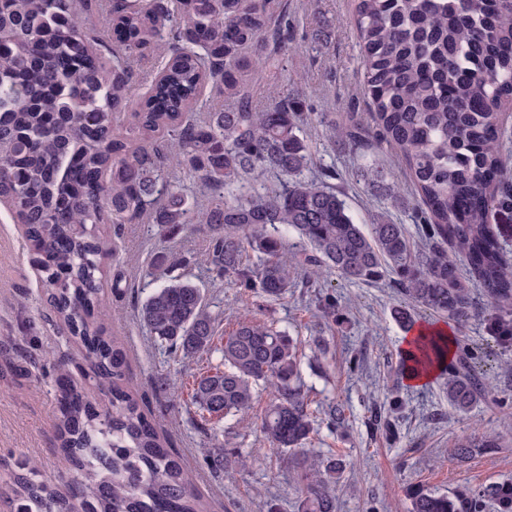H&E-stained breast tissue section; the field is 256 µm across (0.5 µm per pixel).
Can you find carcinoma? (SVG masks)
<instances>
[{"label":"carcinoma","mask_w":512,"mask_h":512,"mask_svg":"<svg viewBox=\"0 0 512 512\" xmlns=\"http://www.w3.org/2000/svg\"><path fill=\"white\" fill-rule=\"evenodd\" d=\"M105 10L121 56L85 32L72 0H0V198L14 202L95 386L112 395V410L100 411L65 365L55 367L60 461L78 473L73 495L85 512H205L190 474L127 386L124 348L104 332L109 307L98 269L82 263L103 251L90 224L118 230L146 216L170 233L206 224L209 272L268 300L296 287L300 265L350 283L388 277L403 300L456 324L481 316L497 346L512 343V259L489 222L494 211L512 212V166L494 114L512 100V0H358L373 130L356 118L344 127L325 112L313 116L299 98L252 105L249 77L279 62L267 43L288 41V12L271 14L266 0H177L174 9L171 0H106ZM147 50L167 61L135 102L131 65ZM209 81L227 108L191 121ZM133 103L131 121L114 125V114ZM315 124L334 142L399 150L393 164L408 167L414 198L387 181L384 165L358 176L395 209L424 206L419 240L387 211L364 230L341 191L305 176L313 163L305 130ZM172 166L197 177L202 201L165 178ZM288 234L299 241L289 254ZM474 286L486 307H477ZM139 316L174 354L213 352L216 317L187 278L168 279ZM454 344V363L445 358L448 342L430 337L402 368L440 362L450 404L467 412L483 390L481 360ZM301 348L272 323L239 319L224 331L221 364L196 378L190 403L225 420L251 410L270 387L259 428L270 449L293 453L297 512H335L343 459L298 457L316 422ZM13 484L18 512H71L30 468ZM409 499L410 512H512V482L451 495L415 486Z\"/></svg>","instance_id":"carcinoma-1"}]
</instances>
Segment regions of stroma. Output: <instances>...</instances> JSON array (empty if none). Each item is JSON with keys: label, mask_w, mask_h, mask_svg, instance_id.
<instances>
[{"label": "stroma", "mask_w": 512, "mask_h": 512, "mask_svg": "<svg viewBox=\"0 0 512 512\" xmlns=\"http://www.w3.org/2000/svg\"><path fill=\"white\" fill-rule=\"evenodd\" d=\"M282 1L294 21L291 35L302 50L281 49L283 70L265 74L252 86L253 104L269 103L274 87L300 96L306 111L333 113L340 126L351 113H366L357 0H270L274 5ZM308 137L315 169H335L356 222L369 223L387 202L357 180L356 172L376 160L391 163L394 148L387 145L375 154L349 144L336 146L319 127L310 129ZM391 173L404 192H411L405 167L392 165ZM95 233L108 248L99 259L113 311L106 333L123 344L129 388L146 399L161 436L193 473L208 512H297L294 463L288 452L263 447L257 424L268 391H261L241 423L201 424L188 394L193 379L219 364L220 353L206 362L170 354L138 318L142 301L157 286L153 262L164 252L183 257L180 274L204 289L221 327L238 317L254 318L275 322L303 340L302 377L312 404L336 406L344 417L333 432L318 425L308 446L310 452L339 456L346 463L334 490L336 512H408L407 491L414 485L451 493L512 480V422L500 408L504 402L512 405V347L484 365V381L496 402L481 399L460 414L448 403L444 376L421 386L406 381L400 357L407 332L393 315L398 296L388 281L354 284L326 271L324 288H293L284 298L267 301L233 280L209 278L201 264L209 240L206 225H191L171 237L143 219L118 231L100 224ZM32 258L23 224L0 203V512H15L6 484L18 464L36 465L40 477L61 492H69L74 483L73 472L59 459L53 365L66 364L73 383L98 409H110L112 401L88 379L83 349L55 316ZM326 293L336 307L324 320L318 305ZM375 405L393 414L395 439L376 434L370 421ZM470 437L493 439L497 445L458 456L457 444ZM221 445L248 455L247 467L214 471L204 451Z\"/></svg>", "instance_id": "stroma-1"}]
</instances>
